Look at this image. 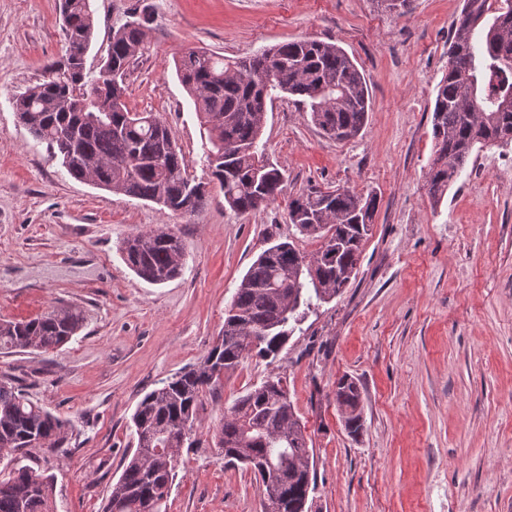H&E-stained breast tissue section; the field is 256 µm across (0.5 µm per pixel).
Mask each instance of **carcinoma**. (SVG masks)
<instances>
[{"mask_svg":"<svg viewBox=\"0 0 512 512\" xmlns=\"http://www.w3.org/2000/svg\"><path fill=\"white\" fill-rule=\"evenodd\" d=\"M92 0H61L67 49L45 66L44 80L16 95L19 122L61 156L69 175L97 181L114 194L151 202L174 215L203 206L208 184L187 174V162L167 125L143 119L125 102V79L146 49L149 8L134 10L112 28L98 72L86 69L96 29ZM176 75L207 131L203 157L224 203L247 214L275 201L285 174L261 142L267 106L294 96L324 136L357 137L371 110L365 78L340 46L297 39L236 59L190 49L174 61ZM434 154L426 173L433 204L440 203L476 148L512 146V0H465L452 27L448 71L437 85ZM378 196L348 187L317 190L288 202V223L320 241L306 254L294 241L265 249L241 279L225 312L221 336L202 364L177 372L146 393L133 417V453L112 485L104 512H161L180 464V449L197 441L169 429H193L205 392L252 351L275 358L307 312L330 301L358 272L372 232ZM128 267L151 284L182 274L185 244L173 229L149 230L122 242ZM81 311L60 308L27 321L0 320V350L47 352L69 342L84 325ZM336 405L352 437L364 430L357 383L336 380ZM67 421L45 410L10 379L0 380V512H54L52 478L22 463L37 448H57ZM216 437L224 461L259 477L282 480L278 499H262V512H309L314 483L310 438L280 377H269L236 398Z\"/></svg>","mask_w":512,"mask_h":512,"instance_id":"obj_1","label":"carcinoma"}]
</instances>
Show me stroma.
Here are the masks:
<instances>
[{"instance_id":"35a3bbf8","label":"stroma","mask_w":512,"mask_h":512,"mask_svg":"<svg viewBox=\"0 0 512 512\" xmlns=\"http://www.w3.org/2000/svg\"><path fill=\"white\" fill-rule=\"evenodd\" d=\"M58 2L0 0V320L55 306L85 316L57 351L0 354V377L68 422L63 446L29 461L54 478V512H101L134 446L138 402L216 342L250 265L292 237L289 200L336 187L379 199L356 279L308 314L276 360L249 355L204 394L201 445L182 449L166 512H261V484L225 466L214 434L235 398L277 375L312 439L313 512H512V148L472 156L441 203L425 179L464 0H409L402 15L380 0H94L93 71L113 28L151 8L125 103L166 123L198 181L208 178L203 129L174 68L186 49L248 57L317 39L364 74L372 110L359 136L329 139L294 100H276L262 138L286 176L282 195L238 215L215 188L184 217L74 180L18 123L15 95L65 52ZM166 226L186 245L185 269L155 285L119 246ZM343 375L361 391L356 438L336 406Z\"/></svg>"}]
</instances>
